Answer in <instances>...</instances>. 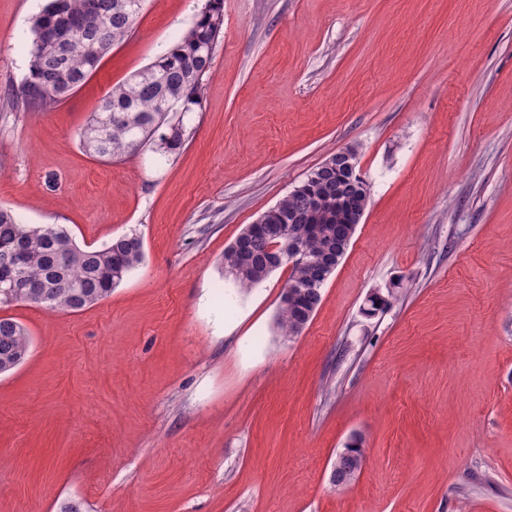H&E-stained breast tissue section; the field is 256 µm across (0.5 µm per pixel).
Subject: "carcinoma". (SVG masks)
I'll use <instances>...</instances> for the list:
<instances>
[{
	"instance_id": "obj_1",
	"label": "carcinoma",
	"mask_w": 512,
	"mask_h": 512,
	"mask_svg": "<svg viewBox=\"0 0 512 512\" xmlns=\"http://www.w3.org/2000/svg\"><path fill=\"white\" fill-rule=\"evenodd\" d=\"M145 0H49L33 19L28 73L16 107L26 112L55 108L97 72L104 58L101 47L126 39ZM223 0H207L194 24L172 48L128 80L112 87L80 131V144L89 153L110 161L131 156L150 146L164 154L183 144L184 118L199 103L203 77L211 68L214 50L223 34ZM303 181L299 194H288L267 215L266 223L294 225L306 236L304 259L291 262L287 291L278 315L282 334L299 335L312 319L325 283L313 286L317 263L325 252L341 249L349 225L329 219L336 199L347 194L359 203L356 187L336 175L317 173ZM253 249L242 262L224 258V264L242 287H252L270 273L265 265L267 232L253 225ZM144 259L137 234L112 239L99 248L80 247L59 224H23L0 207V274H9L20 287L0 293V305L25 302L62 313H78L111 295L112 289ZM30 348L27 329L18 321L0 317V373L17 367ZM364 449L355 446L336 459L333 481L350 482L361 469Z\"/></svg>"
}]
</instances>
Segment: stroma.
<instances>
[{
  "mask_svg": "<svg viewBox=\"0 0 512 512\" xmlns=\"http://www.w3.org/2000/svg\"><path fill=\"white\" fill-rule=\"evenodd\" d=\"M45 3L0 0V206L144 260L78 313L0 307L31 337L0 375V512H512V0H223L182 146L114 161L81 128L205 0H146L20 112ZM347 147L368 205L288 338L289 265L242 288L224 252ZM363 459L364 449L360 446H354L348 454L336 459L333 481L338 485L350 482L361 469Z\"/></svg>",
  "mask_w": 512,
  "mask_h": 512,
  "instance_id": "35a3bbf8",
  "label": "stroma"
}]
</instances>
